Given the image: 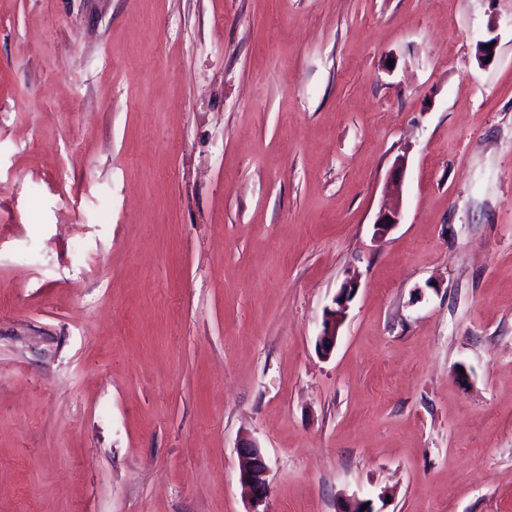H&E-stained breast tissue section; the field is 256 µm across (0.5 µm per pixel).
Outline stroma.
<instances>
[{"label":"stroma","instance_id":"stroma-1","mask_svg":"<svg viewBox=\"0 0 512 512\" xmlns=\"http://www.w3.org/2000/svg\"><path fill=\"white\" fill-rule=\"evenodd\" d=\"M246 441L512 512V0H0V512H247ZM357 288L358 282L356 278L350 277L344 282L333 299V306L325 310L322 330L317 340L318 349L325 357L329 356L336 346L339 329L346 318L348 303L351 301Z\"/></svg>","mask_w":512,"mask_h":512}]
</instances>
